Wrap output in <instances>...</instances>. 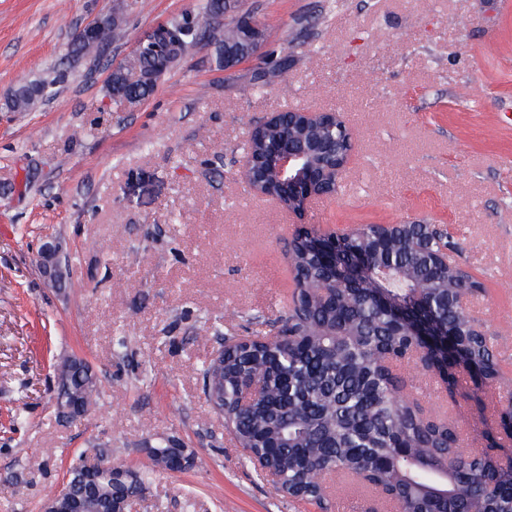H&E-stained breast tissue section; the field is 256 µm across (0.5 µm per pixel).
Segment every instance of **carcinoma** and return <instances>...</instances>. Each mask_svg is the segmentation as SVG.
Returning <instances> with one entry per match:
<instances>
[{
    "instance_id": "cac0c4a2",
    "label": "carcinoma",
    "mask_w": 512,
    "mask_h": 512,
    "mask_svg": "<svg viewBox=\"0 0 512 512\" xmlns=\"http://www.w3.org/2000/svg\"><path fill=\"white\" fill-rule=\"evenodd\" d=\"M221 0H207L204 13L212 20L208 38L224 59V46H246L253 31L226 26L219 17ZM118 20L107 16L95 35L74 39L72 52L97 53L121 37ZM200 39V23L187 14L165 24L158 47L145 45L134 66L138 78L129 80L122 68L112 71L108 88L112 96L131 103L154 92L160 75L167 73ZM289 56L280 52L269 61L259 80L267 81L288 71ZM42 82L16 86L8 103L15 112H25L46 94ZM288 132L264 128L253 142L259 156ZM431 245L416 239V230L388 234L377 224H364L336 239V254L347 258L362 253L370 267L387 269L388 297L422 313L445 330L448 325L467 331L470 316L464 305L448 308L450 288L476 289L478 282L461 273L450 261L439 259L453 253L457 243L442 231H426ZM297 270L292 305L272 321V328L250 342L224 352V374L217 382L224 393V416L232 425L229 433L244 449L265 461L280 477L278 489L291 496L318 500L326 507L327 495L312 475L352 474L362 469L376 485L384 486L399 512H512V477L490 457L459 453L461 436L447 419L420 417L396 397L404 383L398 372L410 361L415 338L394 316L392 309L373 291V285L336 282L319 295L318 285L328 280L323 254L307 241L297 243L291 257ZM448 348V358L436 362L440 381L450 391L465 376L487 374L496 366L494 345L483 335ZM56 377L65 393L81 402L85 410L97 404L99 380L84 359L69 357L57 366ZM447 468L463 485V493L435 499L428 488L435 473ZM73 498L92 500L93 512H112V503L138 491L127 482H112V474L92 482L79 462L69 471Z\"/></svg>"
}]
</instances>
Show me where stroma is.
Wrapping results in <instances>:
<instances>
[{
  "mask_svg": "<svg viewBox=\"0 0 512 512\" xmlns=\"http://www.w3.org/2000/svg\"><path fill=\"white\" fill-rule=\"evenodd\" d=\"M201 0H0V512H42L73 456L104 448L136 471L146 442L194 451L182 473L154 472L137 512H368L359 482L327 508L277 492L202 390L222 337L266 330L292 299L285 243L300 225L344 231L425 219L447 226L469 296L496 345L499 387L450 392L415 365L405 392L448 416L460 449L512 466L493 397L512 395V10L502 0H224L251 15L266 48L292 59L285 80L225 73L201 40L136 105L107 82L155 26ZM122 40L66 61L99 13ZM54 80L12 111L17 84ZM336 111L354 150L336 195L299 216L240 178L248 131L275 112ZM68 261L62 285L40 269L42 240ZM87 360L102 396L60 419L54 367Z\"/></svg>",
  "mask_w": 512,
  "mask_h": 512,
  "instance_id": "1",
  "label": "stroma"
}]
</instances>
